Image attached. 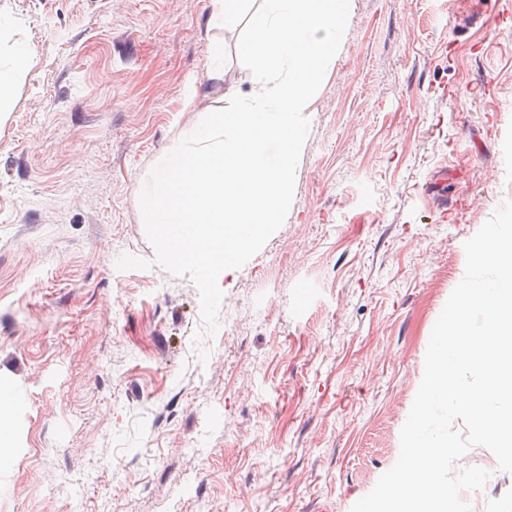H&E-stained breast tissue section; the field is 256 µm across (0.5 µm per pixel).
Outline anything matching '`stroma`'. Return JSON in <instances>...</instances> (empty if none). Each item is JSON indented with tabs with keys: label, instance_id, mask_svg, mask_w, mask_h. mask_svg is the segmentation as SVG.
<instances>
[{
	"label": "stroma",
	"instance_id": "35a3bbf8",
	"mask_svg": "<svg viewBox=\"0 0 512 512\" xmlns=\"http://www.w3.org/2000/svg\"><path fill=\"white\" fill-rule=\"evenodd\" d=\"M212 0H0V512H350L397 461L464 244L512 200V0H354L282 227L224 287L153 265L138 200L253 85ZM224 43V80L208 78ZM130 254L147 269L118 270ZM512 500L497 470L473 512ZM33 59V48L28 41L15 42L2 62L0 58V109L6 104L17 85L26 75ZM17 400L7 387H0V447L11 448L7 417L13 412Z\"/></svg>",
	"mask_w": 512,
	"mask_h": 512
}]
</instances>
